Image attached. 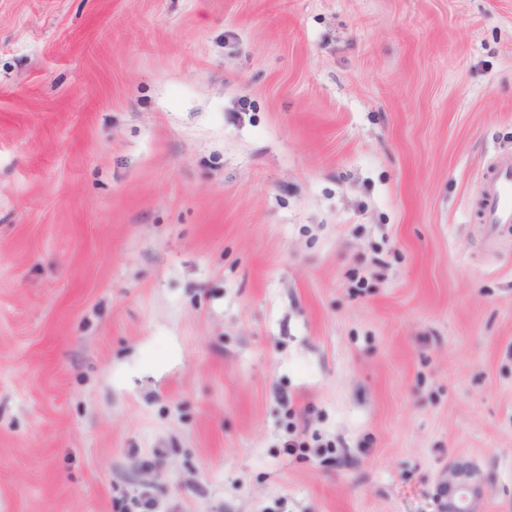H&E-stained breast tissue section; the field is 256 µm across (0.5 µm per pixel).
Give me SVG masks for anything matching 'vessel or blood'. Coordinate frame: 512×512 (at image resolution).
Masks as SVG:
<instances>
[{"label":"vessel or blood","instance_id":"vessel-or-blood-1","mask_svg":"<svg viewBox=\"0 0 512 512\" xmlns=\"http://www.w3.org/2000/svg\"><path fill=\"white\" fill-rule=\"evenodd\" d=\"M479 218L488 230L512 226V155L497 158L480 184Z\"/></svg>","mask_w":512,"mask_h":512}]
</instances>
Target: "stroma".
<instances>
[{"label":"stroma","instance_id":"obj_1","mask_svg":"<svg viewBox=\"0 0 512 512\" xmlns=\"http://www.w3.org/2000/svg\"><path fill=\"white\" fill-rule=\"evenodd\" d=\"M500 151L512 0H0V512H512ZM482 224L493 231L500 226H512V155L497 158L487 168L480 184ZM475 488L467 480L459 482L454 494L448 498L445 512H473L471 495Z\"/></svg>","mask_w":512,"mask_h":512}]
</instances>
